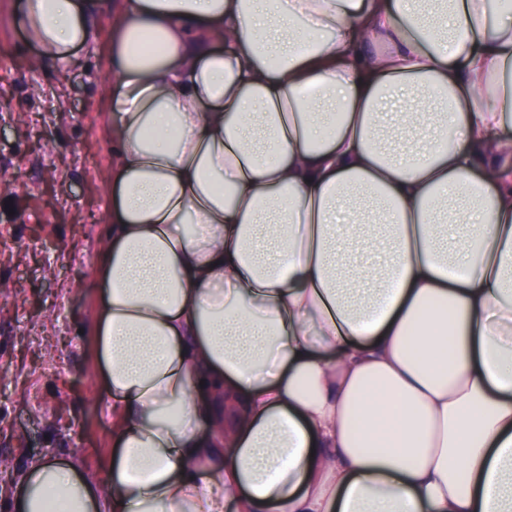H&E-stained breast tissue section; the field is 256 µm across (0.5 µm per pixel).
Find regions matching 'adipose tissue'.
Returning a JSON list of instances; mask_svg holds the SVG:
<instances>
[{
    "instance_id": "obj_1",
    "label": "adipose tissue",
    "mask_w": 512,
    "mask_h": 512,
    "mask_svg": "<svg viewBox=\"0 0 512 512\" xmlns=\"http://www.w3.org/2000/svg\"><path fill=\"white\" fill-rule=\"evenodd\" d=\"M100 7L25 0L37 63ZM113 29L111 454L31 463L11 512H512V0H122Z\"/></svg>"
}]
</instances>
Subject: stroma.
I'll return each mask as SVG.
<instances>
[{
  "instance_id": "1",
  "label": "stroma",
  "mask_w": 512,
  "mask_h": 512,
  "mask_svg": "<svg viewBox=\"0 0 512 512\" xmlns=\"http://www.w3.org/2000/svg\"><path fill=\"white\" fill-rule=\"evenodd\" d=\"M22 3L0 0V512L20 472L47 454L76 453L103 477L112 433L92 324L119 0H104L97 42L66 70L34 65Z\"/></svg>"
}]
</instances>
